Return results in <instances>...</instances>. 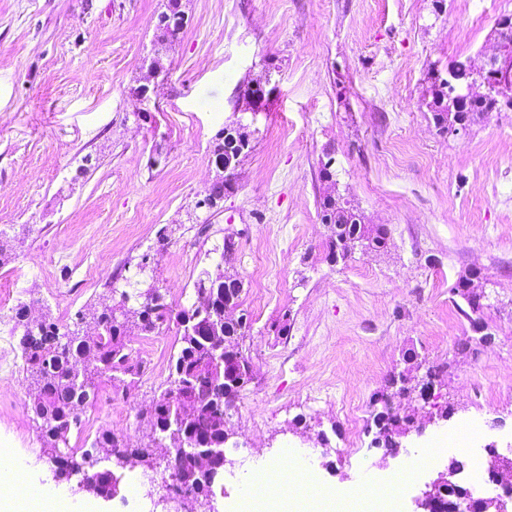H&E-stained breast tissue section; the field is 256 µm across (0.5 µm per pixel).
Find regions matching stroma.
Returning a JSON list of instances; mask_svg holds the SVG:
<instances>
[{
    "label": "stroma",
    "mask_w": 512,
    "mask_h": 512,
    "mask_svg": "<svg viewBox=\"0 0 512 512\" xmlns=\"http://www.w3.org/2000/svg\"><path fill=\"white\" fill-rule=\"evenodd\" d=\"M164 4L0 0V350L18 345L9 320L17 302L67 323L110 301L118 277L187 306L200 270L219 266L243 283L253 379L227 421L223 487L201 512H247L250 476L285 448L321 489L284 497L283 512H334L383 471L405 479L404 510L415 512L457 455L444 443L456 429L473 437L470 465L492 448L512 456V110L453 136L438 131L431 109L435 77L455 60L491 55L512 0H186L188 25L164 52L167 78L142 113L132 92ZM257 83L265 95L254 114ZM204 93L223 96V111L202 108ZM238 116L251 149L235 189L201 208L216 175L213 139ZM328 194L386 227V246L328 263L319 209ZM228 236L236 250L225 259ZM473 270L490 294L494 342L462 351L472 329L450 289ZM34 276L44 288L25 291ZM176 340L172 329L134 332L140 375L104 384L71 444L102 430L148 441L140 414L166 387ZM411 350L453 370L429 401L402 403L427 425L389 451L374 443L371 398ZM11 373L10 389L0 388V470L22 468L65 512H166L161 465L126 467L109 500L82 489L80 476L55 478L24 374ZM117 396L121 422L111 418ZM348 402L362 418L355 437L341 411ZM449 404L452 418L440 419Z\"/></svg>",
    "instance_id": "35a3bbf8"
}]
</instances>
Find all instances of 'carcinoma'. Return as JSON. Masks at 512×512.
Returning <instances> with one entry per match:
<instances>
[{
    "label": "carcinoma",
    "instance_id": "cac0c4a2",
    "mask_svg": "<svg viewBox=\"0 0 512 512\" xmlns=\"http://www.w3.org/2000/svg\"><path fill=\"white\" fill-rule=\"evenodd\" d=\"M186 26L187 19L183 15L166 8L156 17L158 42L173 44ZM452 74L453 78L449 79L445 89L433 92V119L441 132L448 128V90L455 84L470 80L471 61L456 62ZM497 111L496 101L483 95L472 97L456 109L457 118L467 127L480 115ZM250 149V143L227 137L223 129L216 134L212 155L225 172L224 184L206 191L211 207L218 206L224 195L234 190L240 158ZM320 214L322 223L346 227L347 234L357 236L371 249L386 245L387 231L384 227L355 220L357 214L346 201L326 195L320 200ZM196 286V301L178 310L155 286L148 295L136 288L129 291L112 287L110 293L119 295V304H106L100 310L91 307L84 312L79 311L72 322L65 324L46 317L32 320L29 305L24 302L12 308V331L20 332L19 349L25 357L23 372L28 383L27 407L39 432L41 448L55 451L53 466L56 476L68 478L81 474L86 480L87 490L93 492L104 485L115 495L117 479L114 472L97 468L95 451L99 448L138 457L149 467L177 450L186 432L193 438L209 442L214 448H224V414L233 408L240 390L252 380L250 356L240 346V340L250 334L252 323L242 312L238 317L222 322L223 336L213 335L210 320L200 309L202 294L211 293L219 307L224 306V298L227 297L237 308L240 306L241 282L226 275L218 265L213 271L205 269L200 272ZM452 293L463 300L466 309L462 313L468 321H473L477 308L467 278H459L452 287ZM130 301L135 302L137 309L143 310L145 315L144 323L138 324L141 331L160 334L172 323L177 326L179 347L171 356L169 386L154 399L155 411L145 415V419L155 426V437L142 447L131 448L115 432L103 430L95 436L91 448H74L70 445L69 435L80 427L83 414L96 403L100 384L125 375H136L141 369V364L132 358L127 346L126 337L131 331L129 322L121 323L114 319V312ZM89 319L100 324V334L93 340L79 335L81 323ZM183 396L194 397L198 409L192 419L179 427L177 421ZM375 403L380 405L376 412L384 417L383 422L375 423L376 440L393 450L397 448V442L392 440L391 428L398 408L388 407L382 397ZM223 471L224 466L220 465L213 473L196 477L184 484V491L195 498L211 496L212 486Z\"/></svg>",
    "mask_w": 512,
    "mask_h": 512
}]
</instances>
